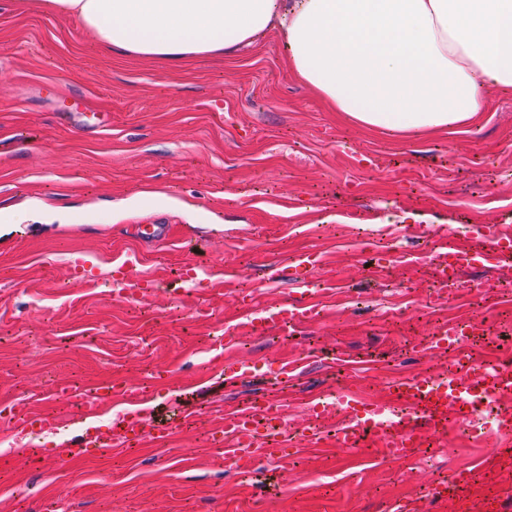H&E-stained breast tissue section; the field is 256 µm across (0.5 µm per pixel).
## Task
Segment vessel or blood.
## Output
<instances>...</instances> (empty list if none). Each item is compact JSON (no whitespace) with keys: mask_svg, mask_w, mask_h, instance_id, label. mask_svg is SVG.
<instances>
[{"mask_svg":"<svg viewBox=\"0 0 512 512\" xmlns=\"http://www.w3.org/2000/svg\"><path fill=\"white\" fill-rule=\"evenodd\" d=\"M435 279L443 284L453 282L464 287L462 273L478 264H486L512 256V236L494 234L483 252H468L439 243L434 250ZM319 314L317 304L305 301L288 303L274 312L252 310L250 325L254 331L273 329L288 332L308 324ZM479 325L463 319L442 326L427 339L432 355L447 353L465 337L476 335ZM388 392L398 404L395 414L374 401H362L349 392H342L339 403L321 401L312 412L322 418L337 415L333 440L340 448L371 447L383 459L397 462L432 447L436 438L447 432L449 423L470 420V436L478 441H491L498 454L512 456V356L500 357L490 365L453 362L448 370L433 375L418 373L393 379ZM51 398L64 399L80 406L87 415H95L103 401L125 399L126 388L117 383H101L88 388L58 385ZM281 410L271 401H253L226 411L224 421L211 440L222 448L224 459L242 474L250 473L258 461L273 459L283 471L294 469L298 450L281 433ZM11 429H53L58 421L52 415H35L21 409L6 420ZM163 428H147L140 413L126 414L108 435H81L63 448V457H70L82 448L102 453L128 450L143 439H162ZM485 475L483 466L454 473L450 478L428 488V495L463 497Z\"/></svg>","mask_w":512,"mask_h":512,"instance_id":"obj_1","label":"vessel or blood"}]
</instances>
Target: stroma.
Listing matches in <instances>:
<instances>
[{
	"label": "stroma",
	"instance_id": "35a3bbf8",
	"mask_svg": "<svg viewBox=\"0 0 512 512\" xmlns=\"http://www.w3.org/2000/svg\"><path fill=\"white\" fill-rule=\"evenodd\" d=\"M75 100L81 116L60 123ZM0 209L14 214L0 219V416L23 406L66 422L42 448L23 451L19 431L0 445V512H478L484 487L462 500L426 489L476 463L512 481L511 464L456 430L438 453L393 463L336 447L335 419L308 409L339 388L386 404L393 376L447 370L448 357L414 349L446 322L476 321L478 353L512 349V263L466 272L501 281L495 296H442L431 260L443 239L480 249L472 225L512 233V91L489 89L465 131L404 137L332 108L290 71L278 30L172 67L0 0ZM145 224L169 225L170 242H140ZM310 252L314 281L335 286L312 297L320 318L285 337L250 333L243 296L297 299L267 272ZM188 262L199 284L178 281ZM121 266L153 280L145 300L113 291ZM218 335L223 350L207 352ZM286 362L301 374L285 385ZM236 363L250 376L226 380ZM107 379L143 387L168 438L58 462L130 407L86 416L50 389ZM254 398L281 403L301 448L293 470L266 461L243 475L210 443L219 408Z\"/></svg>",
	"mask_w": 512,
	"mask_h": 512
}]
</instances>
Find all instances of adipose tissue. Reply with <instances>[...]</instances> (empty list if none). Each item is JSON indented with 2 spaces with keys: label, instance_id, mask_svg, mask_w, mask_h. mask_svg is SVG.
Masks as SVG:
<instances>
[{
  "label": "adipose tissue",
  "instance_id": "adipose-tissue-1",
  "mask_svg": "<svg viewBox=\"0 0 512 512\" xmlns=\"http://www.w3.org/2000/svg\"><path fill=\"white\" fill-rule=\"evenodd\" d=\"M101 46L171 65L276 28L290 69L357 124L400 135L469 125L512 90V0H40Z\"/></svg>",
  "mask_w": 512,
  "mask_h": 512
}]
</instances>
